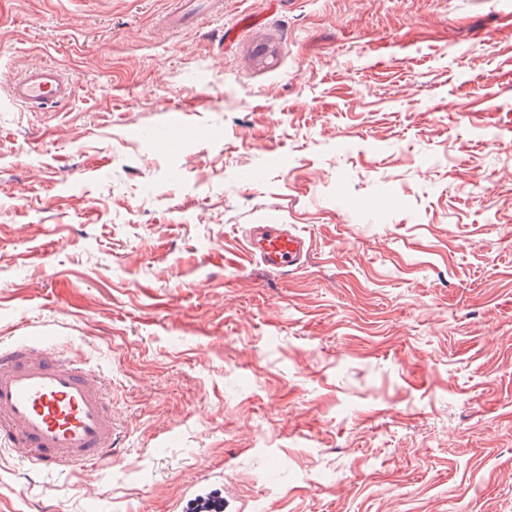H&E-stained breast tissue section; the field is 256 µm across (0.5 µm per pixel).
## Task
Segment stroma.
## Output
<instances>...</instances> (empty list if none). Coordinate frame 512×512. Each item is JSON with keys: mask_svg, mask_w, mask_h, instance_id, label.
<instances>
[{"mask_svg": "<svg viewBox=\"0 0 512 512\" xmlns=\"http://www.w3.org/2000/svg\"><path fill=\"white\" fill-rule=\"evenodd\" d=\"M0 0V344L101 370L113 467L0 512H512V0ZM311 243L287 273L251 225ZM179 5L170 14L169 28L175 31L199 25L223 8L221 0H180ZM76 81L55 63H37L6 85L8 97L27 112H46L70 100Z\"/></svg>", "mask_w": 512, "mask_h": 512, "instance_id": "1", "label": "stroma"}]
</instances>
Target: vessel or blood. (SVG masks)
<instances>
[{
  "label": "vessel or blood",
  "instance_id": "b4317fda",
  "mask_svg": "<svg viewBox=\"0 0 512 512\" xmlns=\"http://www.w3.org/2000/svg\"><path fill=\"white\" fill-rule=\"evenodd\" d=\"M222 0H179L173 30L203 23ZM76 81L54 63H37L6 85L9 98L28 112H46L70 100ZM310 245L284 224L253 225L248 250L274 272H288ZM0 442L39 471L111 465L112 410L104 376L73 356L24 336L0 348Z\"/></svg>",
  "mask_w": 512,
  "mask_h": 512
}]
</instances>
